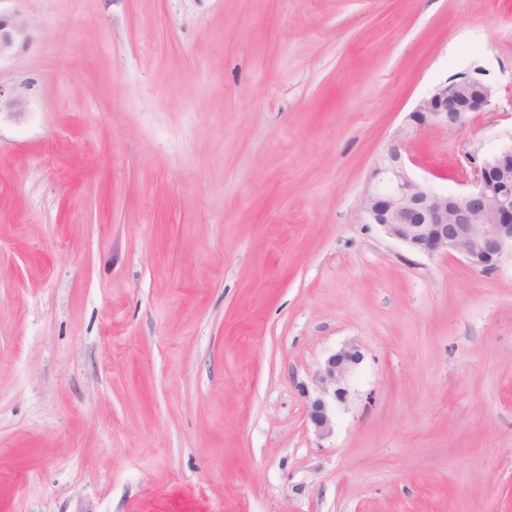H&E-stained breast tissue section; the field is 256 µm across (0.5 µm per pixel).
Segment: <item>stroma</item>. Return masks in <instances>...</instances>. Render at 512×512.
Returning <instances> with one entry per match:
<instances>
[{
	"label": "stroma",
	"mask_w": 512,
	"mask_h": 512,
	"mask_svg": "<svg viewBox=\"0 0 512 512\" xmlns=\"http://www.w3.org/2000/svg\"><path fill=\"white\" fill-rule=\"evenodd\" d=\"M0 512H512V257L367 223L512 145V0H0ZM490 84L463 131L435 85ZM363 360L318 439L302 385ZM31 34L28 23L17 16H2L0 13V59L17 48L29 45ZM494 95L493 87L477 77L446 80L421 98L408 118L418 126L433 125L460 132L468 114L489 106Z\"/></svg>",
	"instance_id": "stroma-1"
}]
</instances>
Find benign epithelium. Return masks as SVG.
Here are the masks:
<instances>
[{
  "label": "benign epithelium",
  "mask_w": 512,
  "mask_h": 512,
  "mask_svg": "<svg viewBox=\"0 0 512 512\" xmlns=\"http://www.w3.org/2000/svg\"><path fill=\"white\" fill-rule=\"evenodd\" d=\"M30 41L26 21L0 15V58ZM494 95L493 87L477 77L446 80L418 101L409 120L460 132L468 114L489 106ZM361 208L369 223L413 252L459 256L476 268L492 269L512 254V148L486 157L469 187L449 195L414 178L401 152L392 148L376 162ZM361 360L357 346L345 345L314 374V394L303 388L308 423L317 438L333 435L330 400L346 399L347 380Z\"/></svg>",
  "instance_id": "7a95c632"
}]
</instances>
